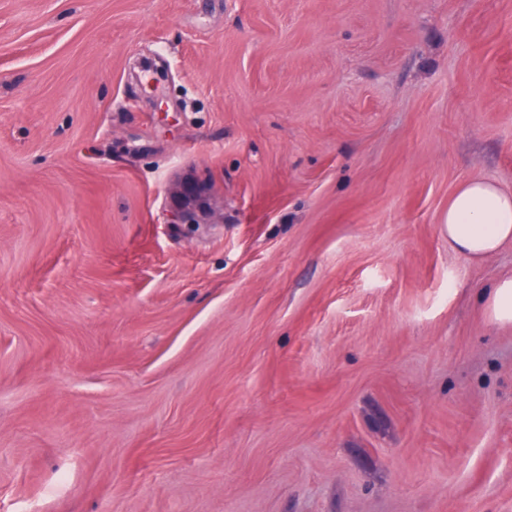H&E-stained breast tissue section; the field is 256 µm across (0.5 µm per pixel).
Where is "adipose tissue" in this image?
<instances>
[{"mask_svg":"<svg viewBox=\"0 0 512 512\" xmlns=\"http://www.w3.org/2000/svg\"><path fill=\"white\" fill-rule=\"evenodd\" d=\"M448 242L472 259H482L512 243V191L489 178L459 185L444 219Z\"/></svg>","mask_w":512,"mask_h":512,"instance_id":"1","label":"adipose tissue"}]
</instances>
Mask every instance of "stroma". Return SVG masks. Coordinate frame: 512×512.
I'll return each mask as SVG.
<instances>
[{
  "label": "stroma",
  "mask_w": 512,
  "mask_h": 512,
  "mask_svg": "<svg viewBox=\"0 0 512 512\" xmlns=\"http://www.w3.org/2000/svg\"><path fill=\"white\" fill-rule=\"evenodd\" d=\"M478 177L512 0H0V512H512ZM448 243L472 259H483L512 243V191L489 178L459 185L444 219ZM200 187L193 183L180 184L175 192L176 201L168 215L171 224H201L208 218L210 223H223L224 216L208 207L199 204Z\"/></svg>",
  "instance_id": "stroma-1"
}]
</instances>
